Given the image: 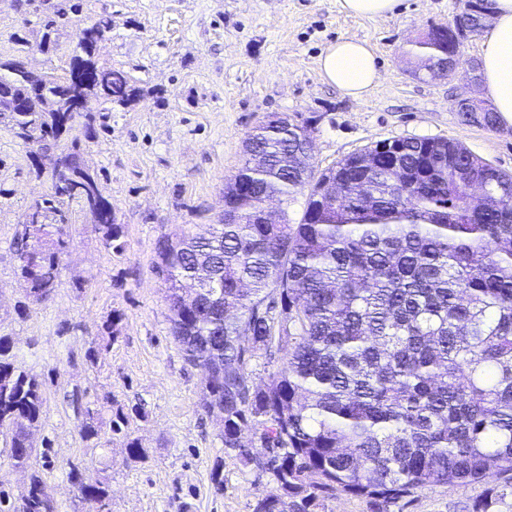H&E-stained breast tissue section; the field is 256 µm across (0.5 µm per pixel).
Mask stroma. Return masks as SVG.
I'll list each match as a JSON object with an SVG mask.
<instances>
[{"instance_id": "obj_1", "label": "stroma", "mask_w": 512, "mask_h": 512, "mask_svg": "<svg viewBox=\"0 0 512 512\" xmlns=\"http://www.w3.org/2000/svg\"><path fill=\"white\" fill-rule=\"evenodd\" d=\"M460 0H400L385 17L354 16L339 0H84L81 24L109 17L101 64L122 70L134 102H88L63 144L78 142L79 160L98 176L121 224L123 252L107 248L93 218L71 204L69 248L56 288L33 303L18 275L16 235L30 206L49 194L52 154L0 126V336L14 342L17 362L44 380V415L36 461L55 512H97L78 498L70 464L100 459L111 512H253L275 493L270 473L224 446L220 416L204 405L202 369L183 359L172 334L165 284L155 263L160 241L204 231L224 214V186L244 162L247 134L270 113L311 119L317 169L383 140L448 138L512 174V131L490 128L455 111L458 98L488 103L471 72L435 77L411 55L414 40L452 21ZM40 0H0V57L37 73L65 78L77 28L61 29L41 50ZM27 39L20 47L15 36ZM342 38L368 41L381 65L364 100L325 82L320 60ZM122 315L110 340L103 324ZM96 347L98 359L85 354ZM102 411L129 413L119 434L89 447L79 433L73 394ZM140 439L144 458L129 459ZM485 483L433 487L388 512H470Z\"/></svg>"}]
</instances>
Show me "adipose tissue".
<instances>
[{"instance_id":"ef3b65f1","label":"adipose tissue","mask_w":512,"mask_h":512,"mask_svg":"<svg viewBox=\"0 0 512 512\" xmlns=\"http://www.w3.org/2000/svg\"><path fill=\"white\" fill-rule=\"evenodd\" d=\"M321 69L328 83L354 100L363 99L381 75L371 45L349 38L326 50ZM481 74L498 116L512 124V0H494V14L483 37Z\"/></svg>"}]
</instances>
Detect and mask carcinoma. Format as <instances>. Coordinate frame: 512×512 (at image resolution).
<instances>
[{"label":"carcinoma","mask_w":512,"mask_h":512,"mask_svg":"<svg viewBox=\"0 0 512 512\" xmlns=\"http://www.w3.org/2000/svg\"><path fill=\"white\" fill-rule=\"evenodd\" d=\"M82 9L72 0L47 16L39 47L49 49ZM110 28L102 17L78 29L70 67L78 80L48 83L0 58V126L50 150L70 130L76 99L134 101L127 75L97 60ZM444 53L440 42H413L417 57ZM307 137L308 123L288 127L269 115L224 187V211L235 217L158 247L172 333L185 361L206 373L205 406L220 415L224 447L277 484L254 512H314L336 490L387 505L425 488L481 483L493 469L503 484L471 512H501L512 495V175L452 139L426 137L368 147L318 171ZM77 148L74 140L60 151L52 191L17 237L19 275L36 303L56 286L70 202L97 218L106 247L124 250L112 204ZM328 179L343 194L324 201ZM476 183L487 185L483 205L468 193ZM302 193L298 221L284 209L278 224L252 220L263 199L289 203ZM259 356L273 370L256 385L248 366ZM76 412L81 438L95 446L129 419ZM43 413V383L0 336V431L13 466L31 470L20 503L0 489V512H49L27 451ZM249 430L269 456L251 455ZM68 477L81 498L107 506L106 480L76 466Z\"/></svg>","instance_id":"cac0c4a2"}]
</instances>
